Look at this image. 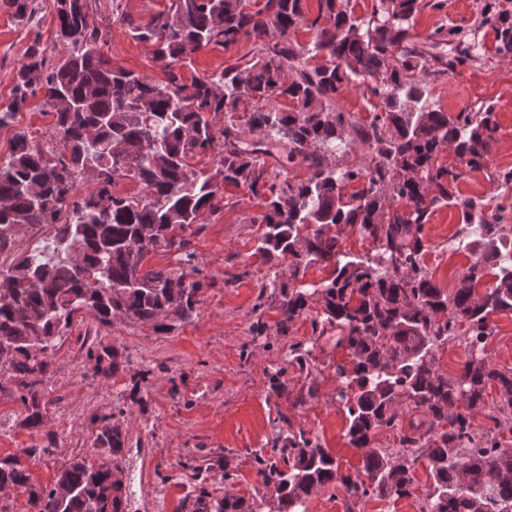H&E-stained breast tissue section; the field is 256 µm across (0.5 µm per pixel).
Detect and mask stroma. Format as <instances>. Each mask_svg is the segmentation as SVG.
Listing matches in <instances>:
<instances>
[{
    "label": "stroma",
    "instance_id": "35a3bbf8",
    "mask_svg": "<svg viewBox=\"0 0 512 512\" xmlns=\"http://www.w3.org/2000/svg\"><path fill=\"white\" fill-rule=\"evenodd\" d=\"M35 5L32 19L22 22L11 0H0V101L9 98L27 47L35 41L48 48L58 42L55 0H35ZM169 5L170 0H96L89 20L104 32L105 57L113 65L164 80V66L153 61L151 45L134 39L128 25L147 23ZM481 5L482 0H448L444 10L422 9L413 34L422 41L437 26L469 25ZM484 43L483 59L430 82L428 99L433 108L452 116L495 103L498 140L483 169L464 172L457 184L460 197L482 199L492 209L512 204L489 177L490 171L512 169V59L496 55L493 37ZM252 50L247 40L227 48L210 46L183 68V77L208 78ZM17 128L50 141L52 118L44 113L42 93L30 96L13 128L0 129L1 156L9 153ZM224 197L226 206L203 215V230L191 238L198 266L186 277L202 284L198 314L191 322L160 331L120 320L101 327L88 314L77 319L71 338L53 357V372L44 386L50 405L40 429L23 427L21 402L10 392L0 393V457H21L30 473L29 487L0 497L7 512H28L31 490L54 487L72 458L96 459L99 426L91 420L95 413H122L129 430L122 473L125 512H191L192 499L203 490L218 498L230 493L254 500L258 482L253 453L271 448L273 421L280 413L287 414L295 428L319 437L335 454L341 471L360 467L361 454L348 443V422L336 403L335 367L349 363L347 350L315 340L306 317L287 335H277L278 314L273 309L259 316L267 330L260 335L251 332L258 317L253 308L270 268L255 252L264 227L252 221L260 209L246 187L225 186ZM462 225L460 208L451 204L438 208L425 226V264L433 282L446 290L456 288L460 273L470 264L469 253L458 246ZM236 267L248 268V277L226 283V272ZM84 335L97 347L117 350L121 367L116 376L95 377L80 343ZM296 341L314 343L313 367L307 373L286 367V390H274L267 372L285 366L288 346ZM310 388L314 398L297 405V397ZM31 446L39 447V454L25 457V448ZM206 462L227 464L230 479L200 473L199 465Z\"/></svg>",
    "mask_w": 512,
    "mask_h": 512
}]
</instances>
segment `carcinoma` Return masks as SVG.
<instances>
[{
	"label": "carcinoma",
	"mask_w": 512,
	"mask_h": 512,
	"mask_svg": "<svg viewBox=\"0 0 512 512\" xmlns=\"http://www.w3.org/2000/svg\"><path fill=\"white\" fill-rule=\"evenodd\" d=\"M91 2L56 0L64 55L50 64L46 48L30 45L10 98L0 103L5 127L44 92L55 137L49 146L19 130L0 161V252L20 228L47 229L37 246L0 266V281L14 284L10 302L0 303V392L14 387L26 407L23 425H44L51 357L78 315L101 326L119 318L161 330L197 316L201 283L151 268L146 257L172 253L180 267L196 268L190 237L202 228L200 217L222 208L224 185H245L262 209L251 223L265 225L255 253L289 257L288 272L272 270L261 284L258 307L279 313L284 336L309 316L318 337L348 351L350 365L335 368L336 400L348 443L362 456L359 470L343 474L318 438L280 415L270 455L255 456L259 499L273 487L282 512H306L309 498L335 483L343 512H356L366 498L411 496L422 462L430 487L420 512H512V369L497 368L488 352L490 316L512 312V250L503 233L512 205L485 214L482 200L457 196L462 173L439 163L448 150L461 166L483 169L499 125L491 104L450 116L426 98L428 78L482 59V31L493 32L497 54L512 56V10L485 0L473 28L439 27L420 41L415 16L443 9L446 0H374L363 16L351 0H317L313 18L306 0H172L146 25L128 22L165 62L167 79L159 82L105 58L103 31L89 21ZM301 28L314 33L305 47L291 40ZM243 39L255 45L250 59L184 81L180 69L200 51ZM316 58L322 63L309 64ZM351 85L371 118L336 109ZM60 96L74 107H58ZM280 98L296 107L271 105ZM357 143L368 149L367 165H331ZM207 152L216 157L211 170L193 169L190 161ZM293 167L308 177L291 181ZM125 180L139 191L120 192ZM450 203L461 207L465 224L477 225L478 238L459 240L471 263L448 292L424 263V227ZM338 226L357 228L372 253L341 251L340 232L332 231ZM312 262L332 266V278L290 285ZM487 275L494 280L482 289ZM452 341L465 345V361L450 377L436 352ZM312 352L293 343L286 363L308 371ZM86 355L97 377L119 371L113 350L91 345ZM493 384L499 400L486 408L483 394ZM404 405L418 412L406 431ZM484 408L492 425L477 435L472 412ZM94 421L102 423L100 462L71 459L53 488L31 493L32 512H125L118 474L128 432L113 412ZM382 430L398 433L399 445H377ZM29 481L18 458H0V494ZM255 507L235 495L200 494L193 512Z\"/></svg>",
	"instance_id": "carcinoma-1"
}]
</instances>
